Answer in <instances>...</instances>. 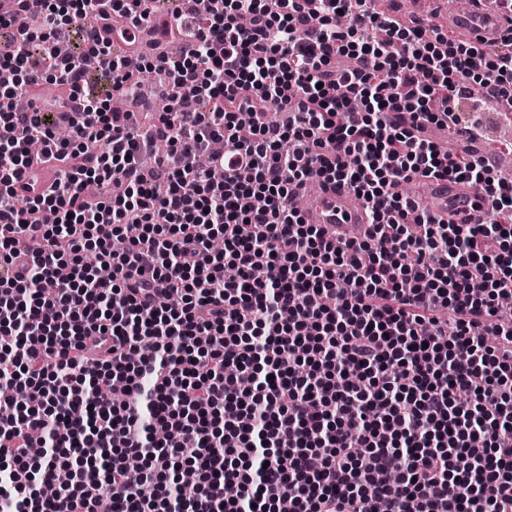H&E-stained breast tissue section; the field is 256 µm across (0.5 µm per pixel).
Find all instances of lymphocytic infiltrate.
I'll use <instances>...</instances> for the list:
<instances>
[{
	"label": "lymphocytic infiltrate",
	"instance_id": "1",
	"mask_svg": "<svg viewBox=\"0 0 512 512\" xmlns=\"http://www.w3.org/2000/svg\"><path fill=\"white\" fill-rule=\"evenodd\" d=\"M101 2L0 15L12 512H512V181L429 133L472 127L464 85L512 106V32L489 52L383 0H166L191 51L139 71L168 76L167 108L116 112L83 57L131 103L139 71L95 36ZM73 25L84 50L61 54ZM37 80L70 87L79 117L17 109ZM32 138L58 178L22 204ZM428 177L479 187L490 216L416 211L398 187ZM309 179L364 200L365 237L303 222Z\"/></svg>",
	"mask_w": 512,
	"mask_h": 512
}]
</instances>
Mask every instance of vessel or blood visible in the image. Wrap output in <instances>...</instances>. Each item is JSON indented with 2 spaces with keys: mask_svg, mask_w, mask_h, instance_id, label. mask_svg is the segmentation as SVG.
I'll return each instance as SVG.
<instances>
[{
  "mask_svg": "<svg viewBox=\"0 0 512 512\" xmlns=\"http://www.w3.org/2000/svg\"><path fill=\"white\" fill-rule=\"evenodd\" d=\"M103 20L97 24L101 39L106 40L128 57H139L149 42L155 39L153 16H145L136 35H129L127 24L111 19L112 5L105 0ZM512 23V0H478L466 11L448 18L451 35H465L470 41L484 46L499 45L504 30ZM57 170L48 162H34L15 185L18 196L33 199L41 196L56 180ZM306 201L301 215L304 223L324 227L336 241L361 238L369 222L363 201L345 184L312 179L297 190ZM420 208L433 213L440 221L457 223L461 216L479 221L484 210L490 209L489 198L474 186L445 178L416 180L411 192Z\"/></svg>",
  "mask_w": 512,
  "mask_h": 512,
  "instance_id": "vessel-or-blood-1",
  "label": "vessel or blood"
}]
</instances>
